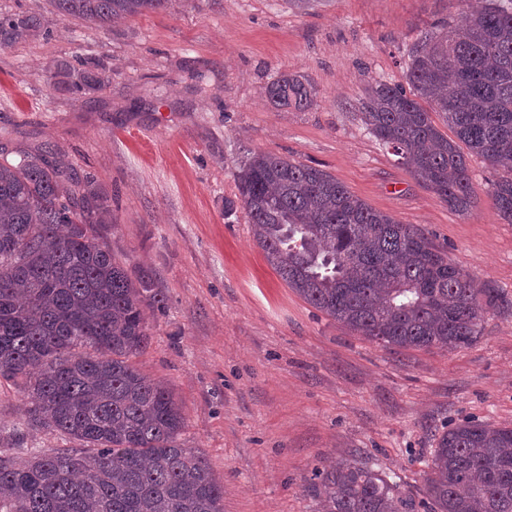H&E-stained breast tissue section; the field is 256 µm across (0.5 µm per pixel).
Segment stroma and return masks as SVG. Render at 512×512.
Instances as JSON below:
<instances>
[{"mask_svg": "<svg viewBox=\"0 0 512 512\" xmlns=\"http://www.w3.org/2000/svg\"><path fill=\"white\" fill-rule=\"evenodd\" d=\"M35 13L49 39L0 47V150L48 152L95 175L112 205L105 241L131 277L148 273L149 347L134 362L185 417L184 447L224 487V512H322L316 469L359 462L423 498L449 427H512V224L496 177L468 156L475 205L453 211L360 119L368 80L405 84L412 46L462 0H174L101 28L50 0H0ZM93 56L111 79L76 100L62 64ZM281 75L308 107L273 105ZM322 169L377 211L428 236L505 306L454 351L386 348L288 288L235 198L247 153ZM28 397L0 379V448L52 453L75 440L16 431Z\"/></svg>", "mask_w": 512, "mask_h": 512, "instance_id": "35a3bbf8", "label": "stroma"}]
</instances>
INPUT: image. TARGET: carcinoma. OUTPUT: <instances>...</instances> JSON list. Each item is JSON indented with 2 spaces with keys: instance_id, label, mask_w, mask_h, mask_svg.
I'll use <instances>...</instances> for the list:
<instances>
[{
  "instance_id": "cac0c4a2",
  "label": "carcinoma",
  "mask_w": 512,
  "mask_h": 512,
  "mask_svg": "<svg viewBox=\"0 0 512 512\" xmlns=\"http://www.w3.org/2000/svg\"><path fill=\"white\" fill-rule=\"evenodd\" d=\"M465 27L432 26L406 62L410 90L373 80L362 120L418 182L448 206H474L466 156L499 177L491 198L512 224V5L463 0ZM101 27L169 8L171 0H51ZM48 38L35 14L0 13V47ZM76 99L103 87L95 59L65 65ZM274 105L303 108L295 77L267 85ZM454 130L448 139L431 113ZM237 200L268 263L298 295L385 347L456 350L497 307L420 230L377 211L329 173L253 154L236 174ZM112 208L94 175L47 155L0 158V378L32 396L25 425L82 442L28 458L0 454V512H224V486L179 442L185 417L168 387L132 362L149 345L143 308L161 302L102 241ZM324 512H512V428L468 421L443 432L418 500L389 475L342 462L315 473Z\"/></svg>"
}]
</instances>
